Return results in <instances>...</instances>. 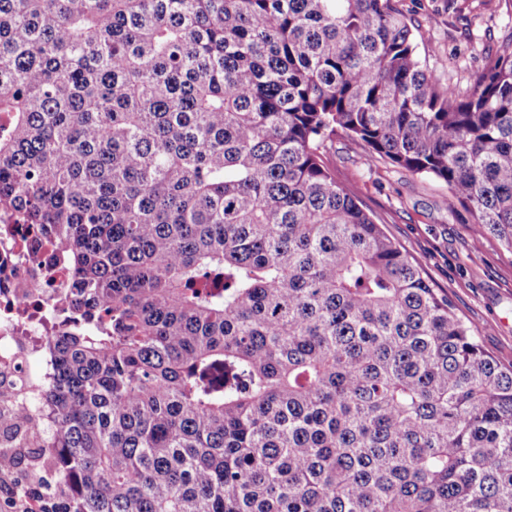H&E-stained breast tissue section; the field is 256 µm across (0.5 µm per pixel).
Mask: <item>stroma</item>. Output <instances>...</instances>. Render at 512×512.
Masks as SVG:
<instances>
[{"label":"stroma","mask_w":512,"mask_h":512,"mask_svg":"<svg viewBox=\"0 0 512 512\" xmlns=\"http://www.w3.org/2000/svg\"><path fill=\"white\" fill-rule=\"evenodd\" d=\"M427 66L466 90L488 54L512 39L507 0H399ZM337 181L352 188L385 234L418 265L434 290L502 366H512V249L475 237L464 208L448 210L445 184L369 162L363 146L339 134L322 152Z\"/></svg>","instance_id":"35a3bbf8"}]
</instances>
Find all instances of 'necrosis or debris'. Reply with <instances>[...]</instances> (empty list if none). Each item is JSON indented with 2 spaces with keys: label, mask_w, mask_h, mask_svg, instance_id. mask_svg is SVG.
I'll return each instance as SVG.
<instances>
[{
  "label": "necrosis or debris",
  "mask_w": 512,
  "mask_h": 512,
  "mask_svg": "<svg viewBox=\"0 0 512 512\" xmlns=\"http://www.w3.org/2000/svg\"><path fill=\"white\" fill-rule=\"evenodd\" d=\"M32 230L0 215V392L26 391L27 363L45 353L49 318L70 270L62 252L33 249Z\"/></svg>",
  "instance_id": "obj_1"
}]
</instances>
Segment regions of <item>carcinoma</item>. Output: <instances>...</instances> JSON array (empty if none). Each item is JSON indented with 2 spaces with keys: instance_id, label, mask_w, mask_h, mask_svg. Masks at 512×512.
I'll list each match as a JSON object with an SVG mask.
<instances>
[{
  "instance_id": "obj_1",
  "label": "carcinoma",
  "mask_w": 512,
  "mask_h": 512,
  "mask_svg": "<svg viewBox=\"0 0 512 512\" xmlns=\"http://www.w3.org/2000/svg\"><path fill=\"white\" fill-rule=\"evenodd\" d=\"M397 0H0V212L74 271L0 464L69 512H512V368L336 182V133L512 249V42ZM507 1L399 0L397 5L415 28L418 52L427 66L465 91L488 54L512 38V6ZM12 479L16 482L22 483L39 482L47 484L50 487L53 499L56 501L58 510L64 509L71 498V491L67 486L58 483L56 480L51 479L50 477H47L46 474L42 471L30 469L26 461L20 462L18 468L12 475Z\"/></svg>"
}]
</instances>
